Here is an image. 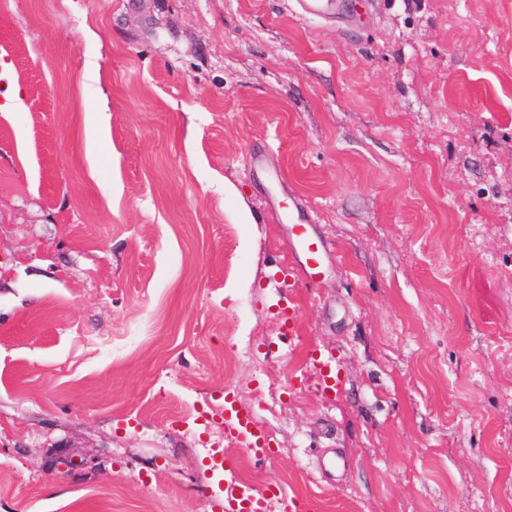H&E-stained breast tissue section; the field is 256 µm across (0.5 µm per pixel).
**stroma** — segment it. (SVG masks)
Returning a JSON list of instances; mask_svg holds the SVG:
<instances>
[{"label": "stroma", "instance_id": "stroma-1", "mask_svg": "<svg viewBox=\"0 0 512 512\" xmlns=\"http://www.w3.org/2000/svg\"><path fill=\"white\" fill-rule=\"evenodd\" d=\"M12 86L0 512H512V0H6ZM298 4L306 16L332 14L341 21L352 17L349 3L344 0H298ZM290 227L289 249L301 251L306 257L304 274L307 278L315 280L319 276L321 259L328 247L324 240L312 234L309 230L306 215L303 210L295 207L285 215ZM316 365L320 374L321 388L326 394H336L341 388V379L334 359L322 358L319 355L316 358ZM224 432L243 441L250 448L265 454L272 447L271 440L256 426L251 412L236 407L225 397ZM231 403L229 408L227 404ZM231 471H225L224 504L232 512H266L267 502L270 499L285 501L283 512H297L300 506L292 499H286L277 487L269 488L267 491L256 489L233 482Z\"/></svg>", "mask_w": 512, "mask_h": 512}]
</instances>
